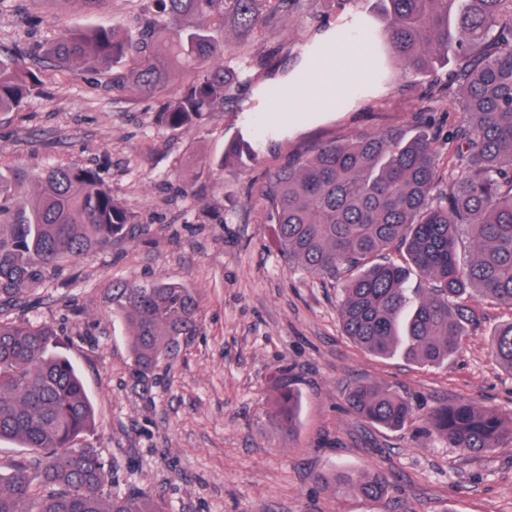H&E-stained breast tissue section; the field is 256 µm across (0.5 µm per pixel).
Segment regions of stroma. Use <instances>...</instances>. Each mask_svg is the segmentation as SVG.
Instances as JSON below:
<instances>
[{
	"mask_svg": "<svg viewBox=\"0 0 512 512\" xmlns=\"http://www.w3.org/2000/svg\"><path fill=\"white\" fill-rule=\"evenodd\" d=\"M144 4L103 0L88 11L79 0H0V52L49 41L62 28L132 27ZM316 14L259 32L241 53L249 67L235 105L197 126L174 131L159 121L190 82L187 73L143 96L113 93L107 72H75L64 83L47 72L22 111L0 115V163L94 168L136 215L127 236L59 263L4 316L63 334L96 409L87 443L111 462L115 490L138 487L159 497L164 512H512V445L467 454L429 422L434 409L458 400L512 413V372L488 350L512 307L472 300L471 334L443 366L372 356L344 336L339 321L349 272L331 281L288 271L274 225L260 219L257 193L269 172L312 145L425 126L445 162L459 125L448 69L438 72L447 85L439 91L405 77L389 58L384 77L355 95L296 121L268 122L261 90L298 83L322 32L350 15L382 28L371 0H353L342 13L333 0H318ZM31 16L41 18L38 28L28 26ZM239 132L257 145L255 159L228 161L220 173L205 167ZM157 279L197 293L202 329L147 389H136L112 290ZM357 383L396 387L412 402L413 420L399 430L361 420L345 403ZM286 385L300 395L289 432L273 418ZM344 470L388 474V499L371 502L318 481Z\"/></svg>",
	"mask_w": 512,
	"mask_h": 512,
	"instance_id": "35a3bbf8",
	"label": "stroma"
}]
</instances>
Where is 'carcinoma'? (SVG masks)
<instances>
[{
  "label": "carcinoma",
  "instance_id": "cac0c4a2",
  "mask_svg": "<svg viewBox=\"0 0 512 512\" xmlns=\"http://www.w3.org/2000/svg\"><path fill=\"white\" fill-rule=\"evenodd\" d=\"M138 26L67 28L16 54L0 53V114L19 112L42 85L22 64L49 60L60 74L110 67L112 89L161 91L175 71L191 82L159 116L178 130L224 108L240 83L229 42L247 46L285 15L314 18L315 0H149ZM384 36L404 72L434 78L453 59L462 120L454 163L443 166L430 134L370 132L350 142H326L270 173L258 190L265 223L276 225L278 252L288 270L334 280L356 269L338 313L343 332L371 355L396 354L440 366L469 335L468 299L478 294L512 306V0H377ZM371 62H347L375 79L383 53L370 29L357 34ZM255 154L242 137L211 155ZM35 182L37 192L20 191ZM135 215L112 197L93 169L50 166L36 174L0 167V308L20 305L22 293L62 258L78 260L123 235ZM401 248L432 281L408 288V269L372 258ZM113 313L130 330L132 385L145 388L160 364L201 329L199 304L184 285L166 280L130 284L112 294ZM495 361L512 372V318L490 338ZM364 421L401 429L414 415L397 389L359 384L346 398ZM299 395L283 388L274 409L285 429L295 424ZM94 410L57 331L23 319H0V441L29 455L0 471V512H163L140 489L112 490V467L84 442ZM431 428L452 448L484 454L512 444V415L470 401L437 408ZM336 490L380 500L383 474L345 473Z\"/></svg>",
  "mask_w": 512,
  "mask_h": 512
}]
</instances>
